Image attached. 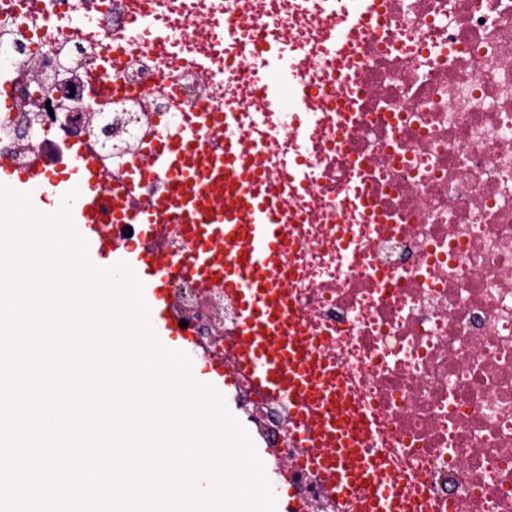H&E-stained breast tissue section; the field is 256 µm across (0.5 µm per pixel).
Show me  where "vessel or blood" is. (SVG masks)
<instances>
[{"instance_id": "1", "label": "vessel or blood", "mask_w": 512, "mask_h": 512, "mask_svg": "<svg viewBox=\"0 0 512 512\" xmlns=\"http://www.w3.org/2000/svg\"><path fill=\"white\" fill-rule=\"evenodd\" d=\"M334 15L326 33L297 50L278 36L282 24L270 19L264 35L228 30L221 13L211 12L189 42L175 32L193 0H124L132 22L112 40L120 58L134 45L160 57L167 70L193 69L208 77L224 71L227 81L214 88L212 112L188 109L176 128L162 129L127 165L119 186H111L100 156L87 144L68 148L62 169L19 168L0 161L9 187L32 191L45 179L50 193L80 194L72 217L98 266L127 262L144 284V297L157 312L154 329L161 342L195 345L171 313L169 280L190 274L202 283L220 280L239 311L232 342L234 359H205L207 381L216 389L247 381L255 390L287 401L306 463L318 473L326 493L341 512H430L425 494L412 491L389 451L378 445V423L348 375L320 348V340L296 309L285 272L300 270L302 249L297 228L312 215L290 206L309 195L306 152L318 142L305 115L319 109L321 93L299 82L302 57L343 61L351 29L370 25L377 0H326ZM248 55L250 80L230 71ZM257 96V110L239 107L242 91ZM290 108L300 117L298 150L285 151L280 180L269 175L272 116ZM216 128L217 137L207 134ZM165 177L161 195L136 202L137 185ZM132 224L133 237L112 234L113 226ZM187 228L188 248L163 255L158 242L167 225Z\"/></svg>"}]
</instances>
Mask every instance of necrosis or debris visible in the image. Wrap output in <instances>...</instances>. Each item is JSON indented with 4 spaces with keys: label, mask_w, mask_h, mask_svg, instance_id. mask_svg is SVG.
Listing matches in <instances>:
<instances>
[{
    "label": "necrosis or debris",
    "mask_w": 512,
    "mask_h": 512,
    "mask_svg": "<svg viewBox=\"0 0 512 512\" xmlns=\"http://www.w3.org/2000/svg\"><path fill=\"white\" fill-rule=\"evenodd\" d=\"M0 0V78L17 100L49 112L0 114V161L63 163L71 142L89 144L114 173L155 134L156 116L177 126L184 107L209 109L214 78L166 72L144 49L104 66L125 32L112 0L95 32L77 9L95 0H38L19 14ZM289 0H217L225 21L265 31ZM379 25L353 30L345 67L358 107L336 109V62L309 59L300 79L325 109L310 161L318 217L304 228L305 271L295 285L324 348L361 385L388 447L410 465L411 486L444 512H512V0H380ZM46 81L34 84L31 64ZM120 82L107 98L94 80ZM74 90L53 98L52 84ZM94 100L98 122L82 107ZM370 203L363 213L349 194ZM172 313L209 353L227 352L238 321L223 286L190 276L168 284ZM240 408L280 465L293 500L338 512L302 460L286 402L238 388Z\"/></svg>",
    "instance_id": "1"
}]
</instances>
